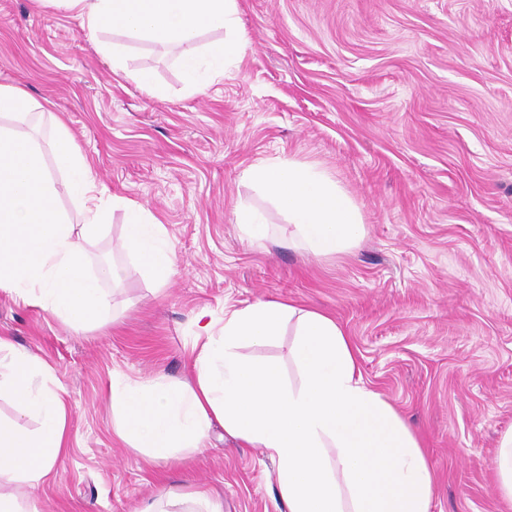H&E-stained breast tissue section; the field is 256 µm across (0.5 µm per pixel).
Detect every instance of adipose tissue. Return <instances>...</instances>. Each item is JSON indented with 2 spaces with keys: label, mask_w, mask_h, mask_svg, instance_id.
Returning a JSON list of instances; mask_svg holds the SVG:
<instances>
[{
  "label": "adipose tissue",
  "mask_w": 512,
  "mask_h": 512,
  "mask_svg": "<svg viewBox=\"0 0 512 512\" xmlns=\"http://www.w3.org/2000/svg\"><path fill=\"white\" fill-rule=\"evenodd\" d=\"M84 29L121 30L133 40L181 48L189 86L202 69L220 74L243 50L236 0H60ZM222 40L197 52L201 32ZM244 179L260 186L288 217L295 236L315 257L348 252L366 229L351 197L335 179L291 161L246 168ZM124 248L157 282L173 273L174 254L161 225L136 207L124 229ZM296 321L295 360L300 385L284 384L279 368L239 352L280 335ZM41 361L0 336V390L15 399L20 417L39 421L36 432L0 423V475L36 488L66 449L63 397L37 384ZM117 432L153 460L181 448H200L213 424L276 461L278 494L288 512H429L432 472L421 445L395 408L363 382L357 355L331 317L274 301L234 311L223 331L208 337L193 358V377L162 384L146 380L112 388ZM143 512H224L205 493L161 494Z\"/></svg>",
  "instance_id": "obj_1"
}]
</instances>
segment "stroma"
<instances>
[{"instance_id":"obj_1","label":"stroma","mask_w":512,"mask_h":512,"mask_svg":"<svg viewBox=\"0 0 512 512\" xmlns=\"http://www.w3.org/2000/svg\"><path fill=\"white\" fill-rule=\"evenodd\" d=\"M241 55L189 91L177 50L89 35L50 0H0V83L37 103L48 145L62 120L110 208L85 244L112 262L99 324L74 329L0 289V336L36 356L67 406L68 448L39 512H138L160 489L220 497L224 512H287L276 466L213 425L206 446L153 462L117 435L113 385L189 378L225 313L259 301L333 317L366 385L419 436L430 512H512L497 493L512 432V0H237ZM124 47L114 73L100 43ZM149 71L155 91L129 74ZM291 159L333 177L366 236L337 258L252 245L241 207L289 227L243 171ZM144 206L175 253L157 286L122 247Z\"/></svg>"}]
</instances>
